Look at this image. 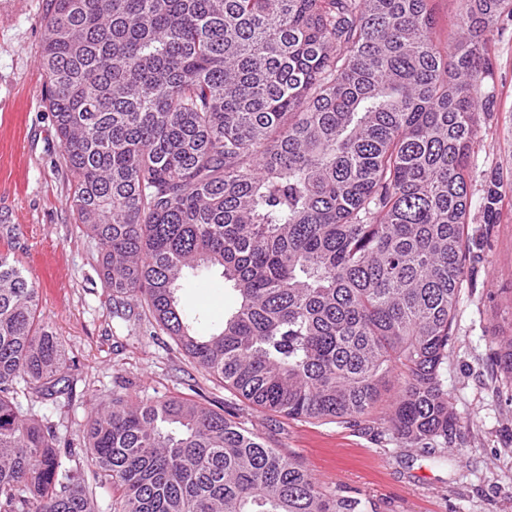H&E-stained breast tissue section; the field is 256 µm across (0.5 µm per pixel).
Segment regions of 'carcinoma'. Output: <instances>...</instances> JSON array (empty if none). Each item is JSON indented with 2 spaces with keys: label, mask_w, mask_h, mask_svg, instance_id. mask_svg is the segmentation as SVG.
<instances>
[{
  "label": "carcinoma",
  "mask_w": 512,
  "mask_h": 512,
  "mask_svg": "<svg viewBox=\"0 0 512 512\" xmlns=\"http://www.w3.org/2000/svg\"><path fill=\"white\" fill-rule=\"evenodd\" d=\"M512 0H47L39 61L103 287L251 405L387 430L442 456L444 372L469 272V158L494 107L487 33ZM500 182L489 180L485 223ZM0 236V512H366L187 397L94 403L79 443L23 401L73 399L75 362ZM214 272L224 320L179 304ZM490 360L512 384V335ZM462 7L461 0H430L435 36L441 43L448 45L457 35Z\"/></svg>",
  "instance_id": "1"
}]
</instances>
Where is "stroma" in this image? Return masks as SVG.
<instances>
[{"instance_id":"obj_1","label":"stroma","mask_w":512,"mask_h":512,"mask_svg":"<svg viewBox=\"0 0 512 512\" xmlns=\"http://www.w3.org/2000/svg\"><path fill=\"white\" fill-rule=\"evenodd\" d=\"M46 0H0V230L39 290L41 310L77 364L71 405L55 408L71 426L109 394L135 400L191 396L224 412L271 448L295 455L329 492L368 500L374 512H512V389L489 361L493 337L512 334V21L488 34L493 69L484 82L494 112L478 115L470 160L469 219L474 261L461 290L446 384L457 438L445 458L396 442L386 432L389 404L403 380L357 426L288 419L249 405L192 364L149 317L124 320L95 271L97 247L70 207L63 148L45 103L39 46ZM502 201L484 229L490 176ZM187 310L223 320L234 303L222 279L188 281Z\"/></svg>"}]
</instances>
